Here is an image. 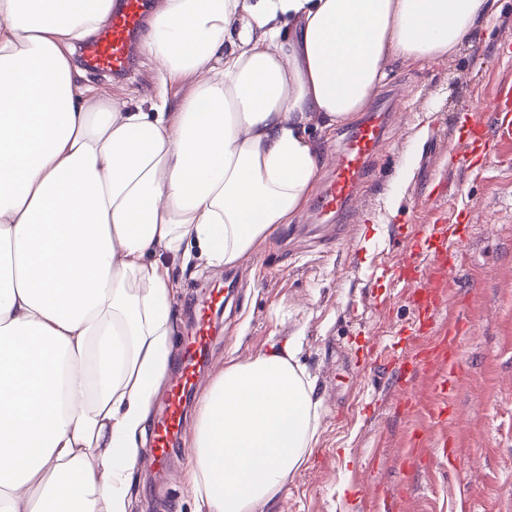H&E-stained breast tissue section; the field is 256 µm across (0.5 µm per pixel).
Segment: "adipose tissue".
Segmentation results:
<instances>
[{
    "instance_id": "1",
    "label": "adipose tissue",
    "mask_w": 512,
    "mask_h": 512,
    "mask_svg": "<svg viewBox=\"0 0 512 512\" xmlns=\"http://www.w3.org/2000/svg\"><path fill=\"white\" fill-rule=\"evenodd\" d=\"M117 0H0V512H129L165 384L176 268L220 269L305 211L344 124L454 53L497 0H159L143 50L178 99L90 98L71 49ZM299 337L222 363L197 398L196 512H261L322 401Z\"/></svg>"
}]
</instances>
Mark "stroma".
Here are the masks:
<instances>
[{
    "instance_id": "35a3bbf8",
    "label": "stroma",
    "mask_w": 512,
    "mask_h": 512,
    "mask_svg": "<svg viewBox=\"0 0 512 512\" xmlns=\"http://www.w3.org/2000/svg\"><path fill=\"white\" fill-rule=\"evenodd\" d=\"M492 26L426 66L398 62L371 98L396 95L401 110L370 163L369 176L343 227L322 222L312 205L281 225L260 252L229 271L177 272L180 353L193 327L191 307L234 276L233 299L218 315L212 356L198 378L206 386L228 357L246 360L272 343L303 336L299 359L323 402L318 441L264 512H512V136L490 132L486 158L461 172L448 150L468 120L487 121L489 106L512 89V0H499ZM90 97L149 107L158 68L138 55L121 80L84 77ZM436 112L415 175L398 173L415 144L419 112ZM470 212L452 272L442 274L437 309L421 321L420 284L400 277L408 242L426 226ZM463 371L435 389L424 367L415 388L398 384L393 361L434 347L453 321ZM442 403L446 412L435 411ZM177 441L166 467L134 474L131 512H194Z\"/></svg>"
}]
</instances>
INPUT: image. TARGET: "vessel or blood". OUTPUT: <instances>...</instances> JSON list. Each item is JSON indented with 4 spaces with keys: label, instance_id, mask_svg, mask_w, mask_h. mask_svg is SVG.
Returning <instances> with one entry per match:
<instances>
[{
    "label": "vessel or blood",
    "instance_id": "obj_1",
    "mask_svg": "<svg viewBox=\"0 0 512 512\" xmlns=\"http://www.w3.org/2000/svg\"><path fill=\"white\" fill-rule=\"evenodd\" d=\"M148 12V0H121L113 11L110 24L80 50L85 70L120 78L134 66L133 48L142 32ZM388 112L378 109L368 114L346 142L336 158L335 172L318 202L321 214L342 220L355 192L363 182L366 169L387 132ZM489 148L488 133L474 125L469 139L454 146L460 167L468 168ZM439 255L451 254L461 234L458 225L435 224L427 232ZM224 289L216 288L196 308L195 329L185 345L175 373L174 383L165 400L161 420L155 430V457L164 459L174 446L186 417L185 404L198 376V366L205 360L213 339L212 315L224 307Z\"/></svg>",
    "mask_w": 512,
    "mask_h": 512
}]
</instances>
